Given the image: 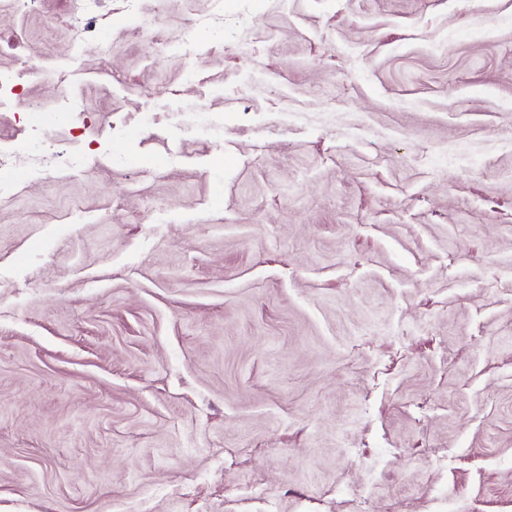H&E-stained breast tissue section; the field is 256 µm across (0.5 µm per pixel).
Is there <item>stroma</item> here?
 <instances>
[{
  "mask_svg": "<svg viewBox=\"0 0 512 512\" xmlns=\"http://www.w3.org/2000/svg\"><path fill=\"white\" fill-rule=\"evenodd\" d=\"M223 3L0 0V512H512V0ZM99 6L100 0H69L63 22L79 29L81 33L88 32L89 28L82 23L86 18L93 17Z\"/></svg>",
  "mask_w": 512,
  "mask_h": 512,
  "instance_id": "stroma-1",
  "label": "stroma"
}]
</instances>
